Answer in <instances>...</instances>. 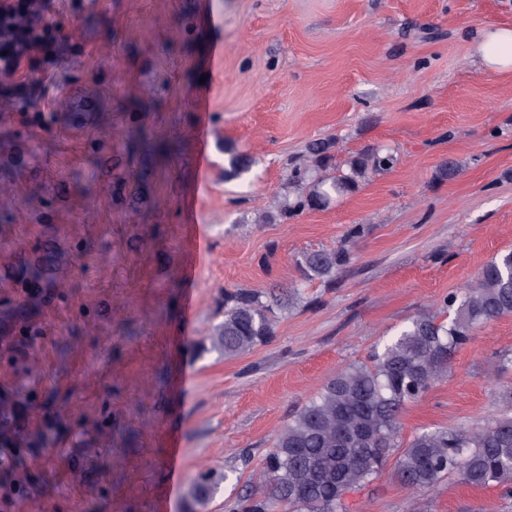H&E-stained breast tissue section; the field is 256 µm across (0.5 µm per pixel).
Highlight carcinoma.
I'll return each mask as SVG.
<instances>
[{
	"instance_id": "cac0c4a2",
	"label": "carcinoma",
	"mask_w": 512,
	"mask_h": 512,
	"mask_svg": "<svg viewBox=\"0 0 512 512\" xmlns=\"http://www.w3.org/2000/svg\"><path fill=\"white\" fill-rule=\"evenodd\" d=\"M329 149L325 142L313 144L308 159L291 170L278 205L281 219L324 207L368 173L394 163L390 152L376 148L351 158L348 171L336 174L330 172ZM362 233L355 226L337 248L302 253L296 260L301 279L335 281L352 260L350 244ZM281 305L273 290L224 291V320L209 336L211 347L236 356L268 341ZM442 309L445 319L415 316L366 361L329 379L281 430L262 459L258 481L230 512H338L346 493L383 473L396 448L394 473L414 493L432 490L453 473L471 487L494 485L512 493V416L475 430L423 429L405 445L399 435L407 404L447 377L454 351L479 328L512 314V250L487 261L476 283L446 296ZM225 480L199 473L187 491L186 512H199Z\"/></svg>"
}]
</instances>
